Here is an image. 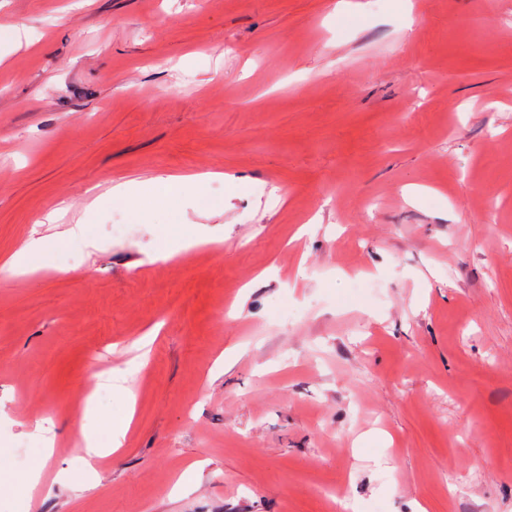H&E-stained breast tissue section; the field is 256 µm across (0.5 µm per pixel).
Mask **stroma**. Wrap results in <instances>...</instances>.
Segmentation results:
<instances>
[{"label":"stroma","instance_id":"35a3bbf8","mask_svg":"<svg viewBox=\"0 0 512 512\" xmlns=\"http://www.w3.org/2000/svg\"><path fill=\"white\" fill-rule=\"evenodd\" d=\"M15 19L0 260L54 242L0 277V480L45 464L0 512H331L342 483L353 512H512V0H0ZM204 170L117 217L116 183ZM79 220L96 248L56 241ZM165 232L223 242L159 261ZM107 373L133 424L95 489L60 487L84 391L99 435L125 411ZM33 235L8 259L2 261L0 269L9 277L25 278L39 268L34 259L45 252L48 241Z\"/></svg>","mask_w":512,"mask_h":512}]
</instances>
